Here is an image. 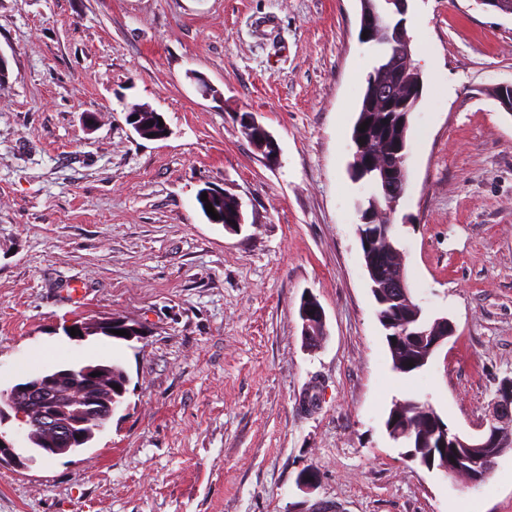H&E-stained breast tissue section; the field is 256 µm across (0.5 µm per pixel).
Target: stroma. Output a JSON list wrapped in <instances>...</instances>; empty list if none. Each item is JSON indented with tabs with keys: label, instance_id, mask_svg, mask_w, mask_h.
<instances>
[{
	"label": "stroma",
	"instance_id": "35a3bbf8",
	"mask_svg": "<svg viewBox=\"0 0 512 512\" xmlns=\"http://www.w3.org/2000/svg\"><path fill=\"white\" fill-rule=\"evenodd\" d=\"M413 10L423 85L450 91L409 116L393 222L413 299L456 332L403 374L357 235L370 187L348 172L359 72L379 55L359 0H0V390L69 362L129 376L90 448L0 465V512H512V456L466 489L385 427L416 398L475 434L512 379V114L490 95L512 83V17L478 0ZM132 104L170 136L140 138ZM207 187L239 199V230L204 217ZM109 316L141 336L63 331Z\"/></svg>",
	"mask_w": 512,
	"mask_h": 512
}]
</instances>
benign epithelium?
Masks as SVG:
<instances>
[{"mask_svg":"<svg viewBox=\"0 0 512 512\" xmlns=\"http://www.w3.org/2000/svg\"><path fill=\"white\" fill-rule=\"evenodd\" d=\"M408 0H385L383 10L361 13V31L367 32L370 38H382L391 45V50L383 70L386 76L374 78L369 97L364 105V111L373 112L383 106L390 112L400 113L399 120H406V114L413 111L419 95V80L414 76L412 66V48L409 38L404 32L403 24L392 22L395 14H404ZM254 150L262 155L269 164H275L280 158L279 146L272 135L257 144H252ZM371 277L378 279L382 287L391 290L396 298L408 296L403 269L382 271L378 258L372 256L368 260ZM304 326L313 321L325 323L324 311L320 304L309 298L303 302L300 310ZM446 327L441 336L429 338L427 357H432L442 344L455 333L453 323L444 318L441 320ZM62 374L56 370L48 371L41 376L36 384L21 385L0 390V397L13 407L17 419L21 422L35 421L37 427L45 430L46 450L44 457L52 458L66 453L78 435V429L85 424L86 413L91 405L98 402L94 390L99 377L84 376L85 386L75 399L60 391L59 384ZM512 430V379H506L500 385L496 397L488 405L474 437L463 436L448 432V426L437 422L434 426L436 447L453 444L465 449V462L469 465L472 475L471 484L479 483L484 463L488 459H499L512 455V436L504 433ZM18 463L15 451V439L6 431L0 430V463Z\"/></svg>","mask_w":512,"mask_h":512,"instance_id":"7a95c632","label":"benign epithelium"}]
</instances>
